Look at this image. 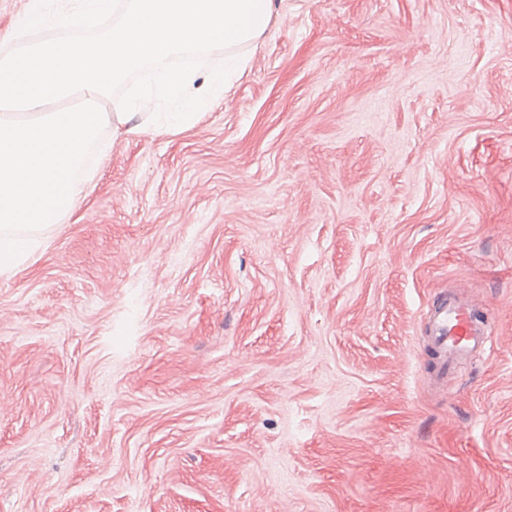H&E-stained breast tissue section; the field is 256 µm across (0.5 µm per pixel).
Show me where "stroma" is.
Returning a JSON list of instances; mask_svg holds the SVG:
<instances>
[{
    "label": "stroma",
    "instance_id": "35a3bbf8",
    "mask_svg": "<svg viewBox=\"0 0 512 512\" xmlns=\"http://www.w3.org/2000/svg\"><path fill=\"white\" fill-rule=\"evenodd\" d=\"M94 168L0 275V512H512V0H281ZM429 314V347L434 354L438 378L448 386V370L476 354L491 353L493 331L458 292L444 296Z\"/></svg>",
    "mask_w": 512,
    "mask_h": 512
}]
</instances>
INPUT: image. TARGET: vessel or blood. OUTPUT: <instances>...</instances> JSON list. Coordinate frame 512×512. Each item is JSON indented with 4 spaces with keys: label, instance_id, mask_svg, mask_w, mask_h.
Masks as SVG:
<instances>
[{
    "label": "vessel or blood",
    "instance_id": "1",
    "mask_svg": "<svg viewBox=\"0 0 512 512\" xmlns=\"http://www.w3.org/2000/svg\"><path fill=\"white\" fill-rule=\"evenodd\" d=\"M493 343L492 329L475 318L459 293L444 296L429 313V346L440 380H447L450 369L490 352Z\"/></svg>",
    "mask_w": 512,
    "mask_h": 512
}]
</instances>
